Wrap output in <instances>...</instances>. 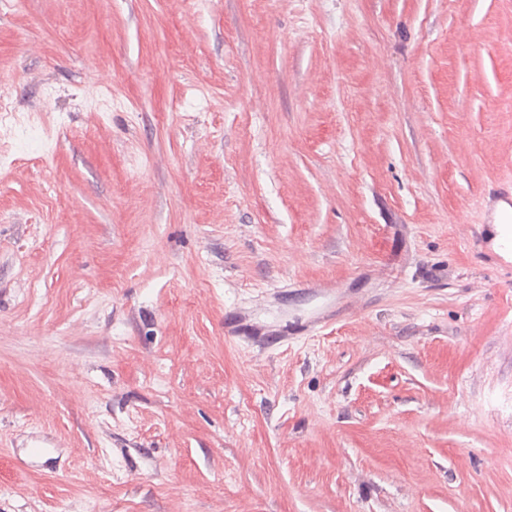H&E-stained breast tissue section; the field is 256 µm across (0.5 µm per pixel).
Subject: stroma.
Here are the masks:
<instances>
[{
    "label": "stroma",
    "instance_id": "1",
    "mask_svg": "<svg viewBox=\"0 0 512 512\" xmlns=\"http://www.w3.org/2000/svg\"><path fill=\"white\" fill-rule=\"evenodd\" d=\"M0 101V512H512V0H0ZM484 208V223L499 225V249L512 255V185L488 198ZM334 319L336 314L331 310L330 304L313 313L305 322L291 321L286 315L272 320H261L254 310L245 312L234 307L224 313V338L265 350L288 344V341L297 336L318 331Z\"/></svg>",
    "mask_w": 512,
    "mask_h": 512
}]
</instances>
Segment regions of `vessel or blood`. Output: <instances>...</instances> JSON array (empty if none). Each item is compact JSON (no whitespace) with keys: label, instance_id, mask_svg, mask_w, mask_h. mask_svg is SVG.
Wrapping results in <instances>:
<instances>
[{"label":"vessel or blood","instance_id":"obj_1","mask_svg":"<svg viewBox=\"0 0 512 512\" xmlns=\"http://www.w3.org/2000/svg\"><path fill=\"white\" fill-rule=\"evenodd\" d=\"M484 212L486 223L499 227L500 250L503 253L512 254V186L488 198L484 205ZM334 318L333 310L327 306L313 313L304 322L289 320L284 315L272 320H263L255 312H245L235 307L224 313V337L265 350L286 344L295 337L320 330Z\"/></svg>","mask_w":512,"mask_h":512}]
</instances>
